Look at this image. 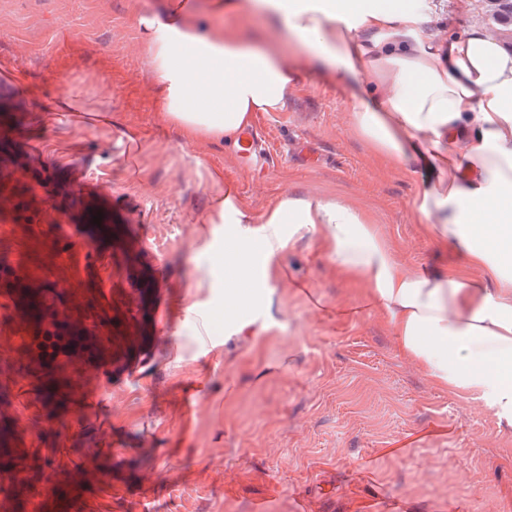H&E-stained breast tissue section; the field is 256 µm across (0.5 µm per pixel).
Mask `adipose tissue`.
<instances>
[{"mask_svg":"<svg viewBox=\"0 0 512 512\" xmlns=\"http://www.w3.org/2000/svg\"><path fill=\"white\" fill-rule=\"evenodd\" d=\"M224 14L261 17L273 33L205 26ZM423 21L410 0H169L137 17L161 87L156 117L190 140L231 141L257 113L282 110L300 70L280 31L335 80L359 85L353 134L385 165L423 174L413 208L467 268L405 269L367 213L337 200L284 197L254 240L239 234L245 215L226 196L212 219L232 227L228 306L248 307L242 285L264 286L266 259L296 235L317 237L338 271L364 282L402 358L512 424V51L477 25L436 47L421 38Z\"/></svg>","mask_w":512,"mask_h":512,"instance_id":"1","label":"adipose tissue"}]
</instances>
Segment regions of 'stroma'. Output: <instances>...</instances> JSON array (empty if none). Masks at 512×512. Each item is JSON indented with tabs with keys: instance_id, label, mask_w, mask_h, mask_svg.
Segmentation results:
<instances>
[{
	"instance_id": "1",
	"label": "stroma",
	"mask_w": 512,
	"mask_h": 512,
	"mask_svg": "<svg viewBox=\"0 0 512 512\" xmlns=\"http://www.w3.org/2000/svg\"><path fill=\"white\" fill-rule=\"evenodd\" d=\"M165 2L0 0V271L56 296L37 315L0 293V512L46 493L76 512H512V426L401 358L314 237L270 260L251 321L225 311L229 227L207 217L227 194L254 235L282 198L322 197L366 209L407 267L461 259L419 224V178L352 134L356 85L301 64L253 122L261 181L232 143L159 124L135 18ZM418 3L437 43L483 22L485 0Z\"/></svg>"
}]
</instances>
